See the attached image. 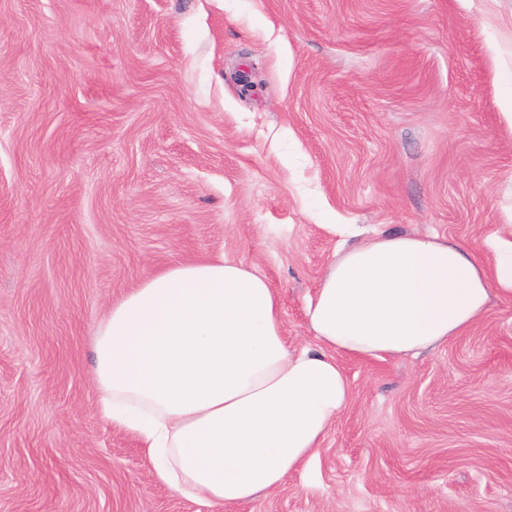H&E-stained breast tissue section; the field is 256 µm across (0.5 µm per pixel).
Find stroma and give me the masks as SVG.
<instances>
[{"mask_svg": "<svg viewBox=\"0 0 512 512\" xmlns=\"http://www.w3.org/2000/svg\"><path fill=\"white\" fill-rule=\"evenodd\" d=\"M338 224L489 264L512 241V0H0V512H220L104 418L95 329L221 256L311 343ZM340 362L316 455L234 512H512V293L436 350Z\"/></svg>", "mask_w": 512, "mask_h": 512, "instance_id": "obj_1", "label": "stroma"}]
</instances>
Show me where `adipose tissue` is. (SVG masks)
<instances>
[{
  "label": "adipose tissue",
  "instance_id": "adipose-tissue-1",
  "mask_svg": "<svg viewBox=\"0 0 512 512\" xmlns=\"http://www.w3.org/2000/svg\"><path fill=\"white\" fill-rule=\"evenodd\" d=\"M342 241L306 302L313 345L289 346L265 277L221 258L145 277L113 303L93 344L101 408L139 437L156 478L225 508L282 486L345 409L338 357H403L461 335L493 289L512 291V242L493 266L444 236Z\"/></svg>",
  "mask_w": 512,
  "mask_h": 512
}]
</instances>
